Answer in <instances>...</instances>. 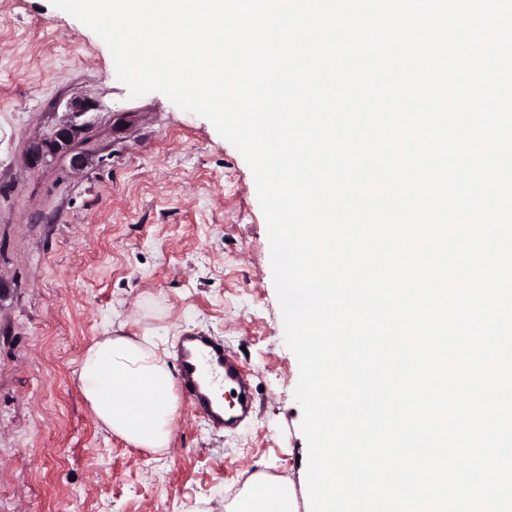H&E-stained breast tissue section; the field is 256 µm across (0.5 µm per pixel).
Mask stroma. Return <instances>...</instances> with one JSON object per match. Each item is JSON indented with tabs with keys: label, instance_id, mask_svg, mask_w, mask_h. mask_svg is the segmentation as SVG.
Listing matches in <instances>:
<instances>
[{
	"label": "stroma",
	"instance_id": "35a3bbf8",
	"mask_svg": "<svg viewBox=\"0 0 512 512\" xmlns=\"http://www.w3.org/2000/svg\"><path fill=\"white\" fill-rule=\"evenodd\" d=\"M67 122L72 153L30 167ZM114 332L172 366L181 336L222 337L250 416L217 429L183 396L169 448L130 445L78 379ZM298 375L242 155L164 95L129 98L103 41L49 0H0V512H230L258 476L310 512Z\"/></svg>",
	"mask_w": 512,
	"mask_h": 512
}]
</instances>
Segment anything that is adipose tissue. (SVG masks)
<instances>
[{
	"label": "adipose tissue",
	"mask_w": 512,
	"mask_h": 512,
	"mask_svg": "<svg viewBox=\"0 0 512 512\" xmlns=\"http://www.w3.org/2000/svg\"><path fill=\"white\" fill-rule=\"evenodd\" d=\"M79 381L97 421L137 448L169 447L179 400L175 375L157 346L105 336L86 351ZM242 512H294L287 481L256 479Z\"/></svg>",
	"instance_id": "ef3b65f1"
}]
</instances>
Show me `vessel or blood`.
<instances>
[{"label":"vessel or blood","instance_id":"b4317fda","mask_svg":"<svg viewBox=\"0 0 512 512\" xmlns=\"http://www.w3.org/2000/svg\"><path fill=\"white\" fill-rule=\"evenodd\" d=\"M178 380L195 411L205 417L213 427L221 429L237 422L248 407L237 365L224 351V342L216 336L189 333L182 336L178 349ZM221 374L225 386L236 390L242 400L237 406L217 404L211 397L205 375Z\"/></svg>","mask_w":512,"mask_h":512}]
</instances>
